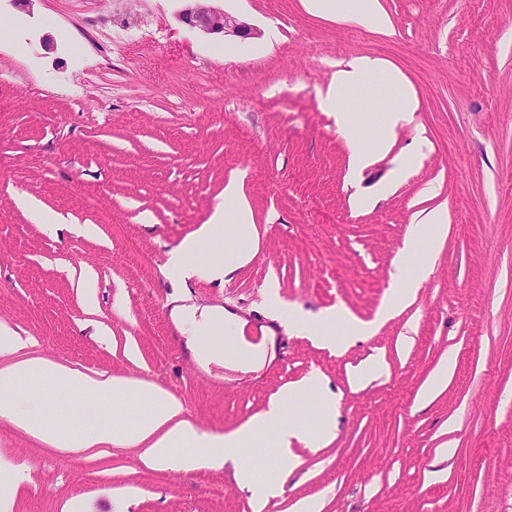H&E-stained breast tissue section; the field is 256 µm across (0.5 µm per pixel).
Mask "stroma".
<instances>
[{"label": "stroma", "mask_w": 512, "mask_h": 512, "mask_svg": "<svg viewBox=\"0 0 512 512\" xmlns=\"http://www.w3.org/2000/svg\"><path fill=\"white\" fill-rule=\"evenodd\" d=\"M379 2L386 33L310 15L302 0H219L260 31L226 39L178 23V0H0V322L26 339L19 358L151 382L211 434L287 384L327 382L335 435L313 450L294 444L302 464L269 512L306 498L322 512H512V0ZM100 10L101 44L80 50ZM357 57L388 62L418 102L391 151L359 173L324 101ZM233 178L256 256L223 283L167 278L169 252ZM24 198L62 225L34 224ZM436 211L448 214L445 239L407 251L414 224ZM83 224L96 234L76 233ZM424 264L410 304L372 335L332 351L284 329L256 371L198 365L170 317L185 296L244 315L251 336L274 292L315 325L336 309L375 321L398 279ZM95 322L109 340L93 336ZM372 356L380 376L352 387ZM449 356L447 385L420 402ZM40 406L62 423L112 410L51 383ZM0 466L26 476L12 512H252L230 470L145 483L139 449L72 456L4 422Z\"/></svg>", "instance_id": "stroma-1"}]
</instances>
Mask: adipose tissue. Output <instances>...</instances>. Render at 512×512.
I'll return each instance as SVG.
<instances>
[{"label":"adipose tissue","mask_w":512,"mask_h":512,"mask_svg":"<svg viewBox=\"0 0 512 512\" xmlns=\"http://www.w3.org/2000/svg\"><path fill=\"white\" fill-rule=\"evenodd\" d=\"M304 4L309 13L324 18L349 21L379 32L389 28L378 0H304ZM383 69L380 60L354 58L336 70L325 93V103L336 114V122L349 144L351 166L357 171L371 165L373 153L389 152L395 129L410 122L417 108L410 94L401 93L397 107L383 114L375 151L364 148L355 131L356 118L348 110L346 98L351 91L366 89L370 92L368 104H378L383 84L398 82L397 76H383ZM254 234L253 213L242 184L239 180H230L224 188L223 204L193 237L185 239L171 252L166 264L167 275L179 282L194 277L225 280L253 259L256 253ZM222 235L235 239L238 246L218 258L212 256L209 247ZM171 317L180 331L188 334V346L200 363L256 369L266 361V346L244 339L245 321L225 314L223 309L182 303L172 308ZM272 317L294 332L313 333L321 346L333 349L343 348L354 335L369 332L367 326L357 325L353 317L342 310L314 328L289 309L275 308ZM216 332L239 334V352L235 357H225L223 350L218 348L200 346V337ZM22 346L21 338L1 323L0 356L6 358L7 363L0 367V421L25 431L50 447L70 453L121 443L142 448V461L150 468L191 471L232 466L236 484L250 494L253 512H263L269 499L279 495L285 479L299 466L300 458L294 454L292 442H300L307 448L323 447L331 441L336 427V400L316 378H305L282 388L270 399L265 410L252 415L235 430L210 435L183 419L180 401L152 383L118 376L94 377L43 358L13 360V353ZM34 373L79 391L89 401L111 400V423H91L76 432L47 419L38 406L36 390L26 385ZM309 393L317 395L320 409L314 423L305 426L291 417L287 403ZM138 403L146 404V411L135 422H126L125 406ZM260 437L265 438L276 462V472L271 476L262 475L242 457L243 448Z\"/></svg>","instance_id":"obj_1"}]
</instances>
